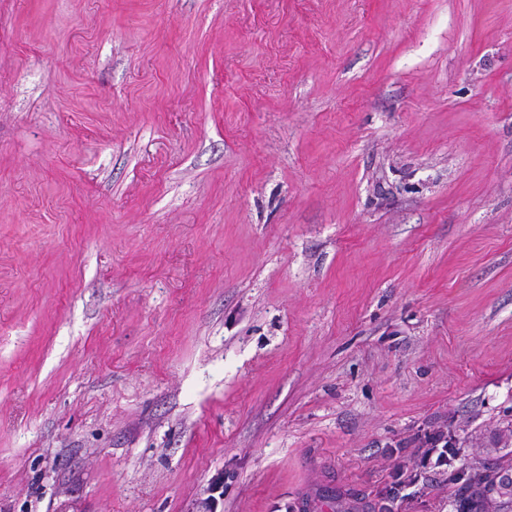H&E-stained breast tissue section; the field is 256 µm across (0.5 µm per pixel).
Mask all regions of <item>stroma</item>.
<instances>
[{
    "mask_svg": "<svg viewBox=\"0 0 512 512\" xmlns=\"http://www.w3.org/2000/svg\"><path fill=\"white\" fill-rule=\"evenodd\" d=\"M475 470L512 512V0H0V512ZM449 448H455V444L451 438L448 440V433H445L443 430L428 433L425 438L424 448H421V467L447 469Z\"/></svg>",
    "mask_w": 512,
    "mask_h": 512,
    "instance_id": "stroma-1",
    "label": "stroma"
}]
</instances>
